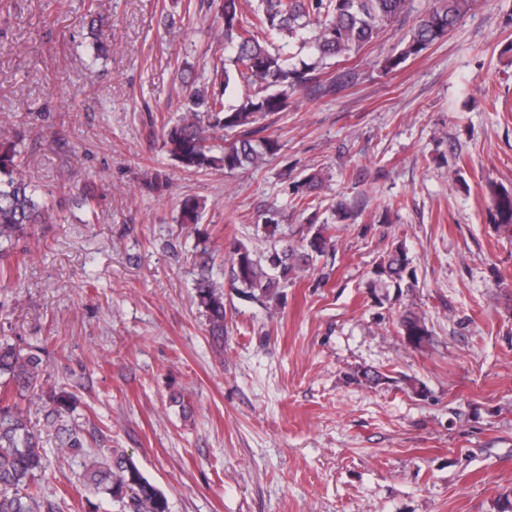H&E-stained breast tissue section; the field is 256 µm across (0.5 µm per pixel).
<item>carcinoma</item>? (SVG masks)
Returning <instances> with one entry per match:
<instances>
[{
	"label": "carcinoma",
	"mask_w": 512,
	"mask_h": 512,
	"mask_svg": "<svg viewBox=\"0 0 512 512\" xmlns=\"http://www.w3.org/2000/svg\"><path fill=\"white\" fill-rule=\"evenodd\" d=\"M477 3V0H438L417 22L400 53L385 59L384 68L394 71L442 40ZM407 7V0H220L216 21L224 31V50L217 57L213 79L229 88L237 80L249 92L236 103L226 104L224 94L198 85L193 77L182 81L188 94L187 110L175 122H162L161 136L168 155L190 173L222 169L226 173L256 168L280 150L278 139L265 134L259 120L284 112L292 95L305 88L323 96L336 93L341 82L319 80L324 61L348 57L376 38L380 30ZM252 10V20L246 11ZM24 157L15 143H0V273L19 243L36 224L55 219L49 196L69 191L66 182L56 190L41 191L23 176ZM321 177L308 174L293 183L299 203L309 206ZM491 217L496 229L512 237V192L488 185ZM86 224L97 220V198L79 196ZM202 207L194 197L181 201L176 222L197 230ZM278 225L258 224L270 247L261 255L240 242L224 246L227 281L212 275L215 249L207 239L199 241L195 299L207 313L215 347L224 349V288L229 287L256 303L278 301L284 289L305 273L318 258L333 249L330 225L310 224L298 240L276 236ZM376 288H394L398 295L417 287L405 247L390 249L373 271ZM398 327L408 344L421 347L430 340L423 315L405 310ZM46 362L40 354L17 343L0 342V512H56L57 505L45 498L41 482L48 466L42 431L31 424L22 402H38L44 412V427L55 432L63 452L90 447L79 425H67L75 395L63 387L47 385ZM83 485L122 503L123 512H170L168 499L140 470L133 458L118 449L112 456L88 457Z\"/></svg>",
	"instance_id": "obj_1"
}]
</instances>
